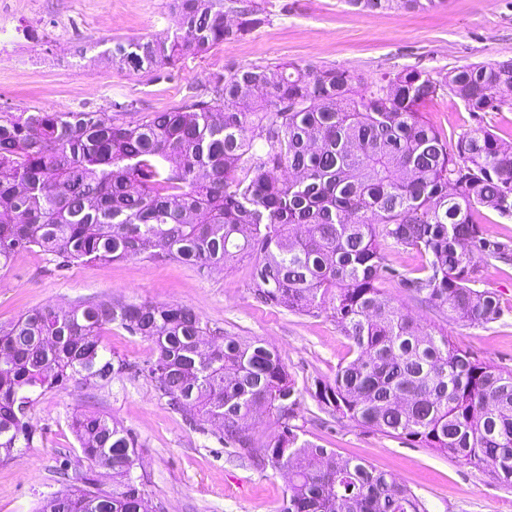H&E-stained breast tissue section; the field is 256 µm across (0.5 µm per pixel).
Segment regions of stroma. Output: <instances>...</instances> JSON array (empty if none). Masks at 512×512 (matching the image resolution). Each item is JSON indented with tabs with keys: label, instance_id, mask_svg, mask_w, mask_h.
<instances>
[{
	"label": "stroma",
	"instance_id": "stroma-1",
	"mask_svg": "<svg viewBox=\"0 0 512 512\" xmlns=\"http://www.w3.org/2000/svg\"><path fill=\"white\" fill-rule=\"evenodd\" d=\"M251 3L262 9L265 22L243 39L158 72H131L113 63V41L173 34L171 0H0V113L95 112L107 122L136 123L190 104L230 66H262L274 74L296 62L372 80L406 68L438 77L466 64L512 59V0H448L431 12L374 13L344 0H237L241 7ZM117 102L128 104V111H114ZM424 115L451 142L474 124L445 91ZM249 273L245 261L202 273L142 256L58 271L48 256L24 251L0 269V324L36 307H65L79 299L188 306L209 328L276 349L302 394L294 420L301 439L391 473L425 501L428 512H512V486L499 483L490 466L476 467L320 411L313 393L354 358L350 341L329 314L302 315L258 302ZM480 287L496 294L502 310L499 321L484 327L443 317L413 300L399 280L383 285L422 330L443 333L475 358L512 370V262L486 266ZM85 411L132 431L149 504L159 512H280L286 475L268 477L233 460L219 440L220 422L193 429L196 411L173 408L150 381L127 372L104 387L71 382L39 397L33 448L0 463V512H32L43 494L57 491L56 470L63 463L111 489V471L85 457L70 429L72 416Z\"/></svg>",
	"mask_w": 512,
	"mask_h": 512
}]
</instances>
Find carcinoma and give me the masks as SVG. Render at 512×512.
I'll use <instances>...</instances> for the list:
<instances>
[{
    "label": "carcinoma",
    "instance_id": "obj_1",
    "mask_svg": "<svg viewBox=\"0 0 512 512\" xmlns=\"http://www.w3.org/2000/svg\"><path fill=\"white\" fill-rule=\"evenodd\" d=\"M359 10H434L446 0H346ZM222 0H172L165 40L112 43V61L158 71L241 38L265 21L244 8L224 22ZM207 98L136 124L94 112L0 115V268L21 251L57 267L143 254L201 269L249 258V288L291 312H328L356 356L316 385L320 409L480 466L512 485V370L479 361L440 332L426 333L381 283L451 319L485 326L501 317L481 290L490 261L512 246L483 236V211L512 218V145L478 123L453 145L423 115L448 89L480 120L512 91V60L456 67L442 79L410 68L372 81L336 68L290 63L273 78L229 67ZM390 246L425 264L401 273ZM155 345L131 366L103 342L112 325ZM149 379L173 407L223 423L230 455L290 475L281 512H427L389 474L300 439L291 424L295 384L279 353L219 328L190 308L148 301L43 306L0 327V462L34 446L40 395L70 382L106 385L125 371ZM276 416L258 447L248 419ZM81 452L112 470V490L58 469L62 489L37 512H147L131 430L97 412L72 417Z\"/></svg>",
    "mask_w": 512,
    "mask_h": 512
}]
</instances>
